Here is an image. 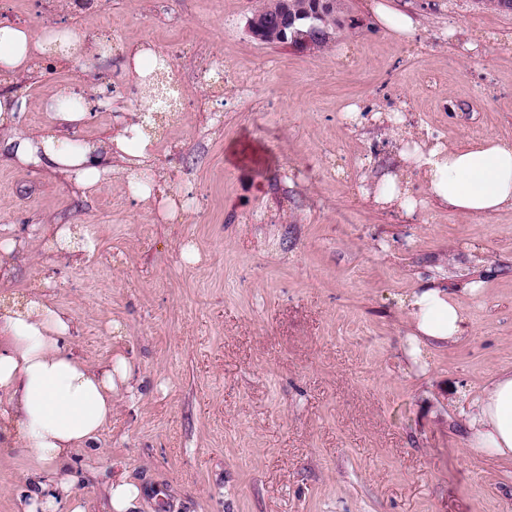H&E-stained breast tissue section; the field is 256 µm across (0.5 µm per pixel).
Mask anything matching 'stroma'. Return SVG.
<instances>
[{
	"instance_id": "35a3bbf8",
	"label": "stroma",
	"mask_w": 512,
	"mask_h": 512,
	"mask_svg": "<svg viewBox=\"0 0 512 512\" xmlns=\"http://www.w3.org/2000/svg\"><path fill=\"white\" fill-rule=\"evenodd\" d=\"M71 2L0 0V21L33 37L79 23L111 48L1 81L25 100L18 132L52 125L61 87L114 104L61 138L134 119L142 100L116 69L137 42L176 55L184 103L150 132L163 177L146 200L125 175L84 195L0 152V240L28 255L0 296L42 284L73 318L77 355L133 369L96 448L71 456L85 512H101L119 470L144 485L141 512H512V465L467 463L459 412L512 368V210L472 218L428 198L402 132L380 124L400 111L450 147L512 142V11L393 0L417 23L401 42L371 0H340L343 27L308 50L252 37L258 0ZM212 56L237 85L196 84ZM387 170L422 215L374 202ZM44 224L89 227L94 251L47 250ZM428 283L459 299L470 330L416 363L406 300ZM32 465L0 446V512H17Z\"/></svg>"
}]
</instances>
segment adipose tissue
Here are the masks:
<instances>
[{
    "label": "adipose tissue",
    "mask_w": 512,
    "mask_h": 512,
    "mask_svg": "<svg viewBox=\"0 0 512 512\" xmlns=\"http://www.w3.org/2000/svg\"><path fill=\"white\" fill-rule=\"evenodd\" d=\"M96 44L80 25H66L32 40L22 25L0 22V75L35 70L41 58L67 63L93 55ZM20 99L0 96V127L14 163L50 169L82 192L93 191L120 159L127 172L144 166L150 142L135 123L96 144L66 146L56 133L31 137L11 132ZM426 189L436 202L461 215L489 217L512 208V144L486 138L464 147L434 145L413 153ZM48 247L80 257L95 248L88 229L49 224L41 229ZM407 353L418 359L424 348L463 336L460 303L431 286L413 292L409 302ZM72 320L41 294L23 305H0V444L26 449L54 478H32L18 512H84L72 492L73 479L61 472L70 453L96 446L121 396L132 393V370L124 358L92 362L74 355L66 339ZM462 414L468 431L465 454L471 463L495 456L512 460V369L498 371ZM103 512H139L143 486L120 471L105 489Z\"/></svg>",
    "instance_id": "adipose-tissue-1"
}]
</instances>
